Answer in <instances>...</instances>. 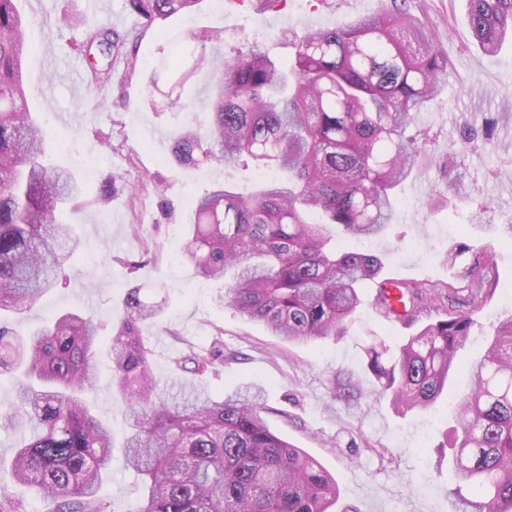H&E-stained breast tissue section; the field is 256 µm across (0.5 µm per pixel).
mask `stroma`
Instances as JSON below:
<instances>
[{"label": "stroma", "mask_w": 512, "mask_h": 512, "mask_svg": "<svg viewBox=\"0 0 512 512\" xmlns=\"http://www.w3.org/2000/svg\"><path fill=\"white\" fill-rule=\"evenodd\" d=\"M85 0H20L29 20L33 54L25 76L29 106L41 113L49 132L51 163L71 169L89 193L115 179L109 204L80 201L65 210L63 222L78 225L83 247L72 259L67 284L46 295L17 322L19 331L42 326L66 311L110 322L123 313L122 300L136 284L164 288L165 311L142 328L153 349V371L161 390L191 382L174 362L186 346H209L222 334L226 358L217 374L201 378L219 396L252 383L264 391L265 418L271 430L306 450L335 475L341 496L335 512H448L455 482L448 454L440 447L452 422L447 407L429 414L395 413L373 393L356 337L369 333L397 339L414 334L411 326L387 320L373 305V288L363 291L361 322L351 336L288 345L262 325L244 322L219 305L220 280L196 276L182 252L188 230L186 197L214 183L229 182L247 194L263 180L255 168L178 166L170 153L180 126L206 127L200 100L182 98L168 105L174 83L167 67L176 42L232 58L252 49L284 62L291 56L293 33L309 20L327 29L379 11L382 0H201L198 8L145 25L125 8V0H104L98 14ZM448 56V70L408 130L422 153L418 170L396 190L393 220L370 241L343 239L345 248L367 249L384 261L383 277L466 287L469 272L484 253L493 264L488 277L495 292L477 313L473 342L460 356L452 389H467V370L477 358L484 334L502 309L512 306V42L494 55L476 45L466 19L465 0H406ZM108 26L124 43L112 60V81L94 84L86 66V32ZM81 74V86L49 82L47 62ZM492 122L490 141L458 154L447 168L432 158L445 154L465 126ZM456 250L448 261V250ZM349 374L360 398L334 397L336 371ZM111 424L115 440L127 432L126 410L111 392V371L102 367L90 394ZM113 512H134L141 478L115 466L100 488Z\"/></svg>", "instance_id": "obj_1"}]
</instances>
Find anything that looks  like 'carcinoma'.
Returning <instances> with one entry per match:
<instances>
[{
    "mask_svg": "<svg viewBox=\"0 0 512 512\" xmlns=\"http://www.w3.org/2000/svg\"><path fill=\"white\" fill-rule=\"evenodd\" d=\"M199 2L126 0V7L150 25ZM466 10L485 53L512 39V0H466ZM27 28L18 0H0V313L18 315L70 279V259L83 246L77 225L58 221L82 187L72 172L43 164L47 132L27 103ZM85 46L100 56L89 62L93 79L110 82L118 36L98 29ZM292 47L286 65L260 50L212 64L206 134L185 126L172 139V156L185 166L241 163L276 173L248 197L216 183L195 198L183 251L198 276L224 280L223 305L289 344L349 335L362 289L384 287L382 259L340 247L336 235L375 237L391 222L394 191L417 164L405 128L448 68L421 19L396 4L304 32ZM207 63L206 53L174 45V85L185 89ZM492 294L474 274L468 310L451 308L393 345L365 337L377 395L403 416L447 396L456 355ZM441 295L434 284L404 283L406 324ZM163 312L164 302L149 300L137 284L107 336L93 317L76 312L27 333L0 320V373L18 384V402L0 414V428L30 430L9 465L14 478L47 512H112L98 489L119 460L143 476L137 512H331L340 495L335 478L271 431L260 391L157 392L141 324ZM103 353L113 392L127 408L129 431L119 445L85 397ZM223 363L221 332L210 347L190 346L176 359L198 377ZM469 384L443 444L456 477L449 512H512V310L486 338ZM333 389L345 399L356 391L341 371Z\"/></svg>",
    "mask_w": 512,
    "mask_h": 512,
    "instance_id": "obj_1",
    "label": "carcinoma"
}]
</instances>
